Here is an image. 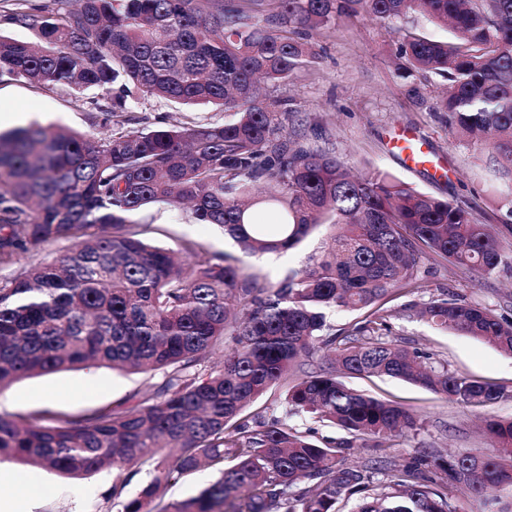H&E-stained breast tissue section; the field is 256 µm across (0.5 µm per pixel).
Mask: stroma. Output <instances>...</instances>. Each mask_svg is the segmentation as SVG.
Returning a JSON list of instances; mask_svg holds the SVG:
<instances>
[{
	"label": "stroma",
	"instance_id": "35a3bbf8",
	"mask_svg": "<svg viewBox=\"0 0 512 512\" xmlns=\"http://www.w3.org/2000/svg\"><path fill=\"white\" fill-rule=\"evenodd\" d=\"M400 21L385 27L365 16L338 17L333 28L314 32L310 38L315 58L296 71L290 89L268 88V102L286 100L290 115L284 122L289 139L330 149L354 171L378 170L408 182L417 189L458 200L483 224L493 225L506 255H512V185L501 181L485 165L479 151L448 131L441 113L435 112L445 81L434 74L406 76L396 57ZM420 86L423 99L409 89ZM0 111L17 112L26 123L57 125L82 135L102 139L115 132L166 127L177 122L221 123L228 114L211 105L186 107L145 99L130 111L105 117L88 99L58 89L38 88L19 81L0 82ZM398 128L416 134L445 169V176L431 170L408 168L391 154L389 135ZM138 229L150 244L182 254L185 242L204 244L210 253H228L241 266L261 270L278 281L288 269L299 267L305 256L318 250L322 231H315L297 248L278 255L256 257L241 250L213 224H201L186 212L155 205L135 217ZM418 296L424 302L450 296L477 303L512 320V266H500L488 277L437 260L425 276ZM402 299L388 302L392 332L408 347L430 353L434 361L471 378L512 389V356L489 344L452 331L437 330L402 310ZM161 375L147 376L105 366L62 370L15 381L0 390V415L19 421L36 414L76 418L101 408H113L128 399L151 395ZM351 387L390 401L418 415L422 426L378 447L376 439L355 441L346 455L358 468L379 458L397 468L421 458L461 456L490 447L483 434L484 418L512 417V399L484 406L452 404L441 396L390 378H353ZM0 468L21 476L36 477L43 489L31 512H106L112 472L70 478L56 471L14 459H0Z\"/></svg>",
	"mask_w": 512,
	"mask_h": 512
}]
</instances>
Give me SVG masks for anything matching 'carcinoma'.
<instances>
[{
  "label": "carcinoma",
  "mask_w": 512,
  "mask_h": 512,
  "mask_svg": "<svg viewBox=\"0 0 512 512\" xmlns=\"http://www.w3.org/2000/svg\"><path fill=\"white\" fill-rule=\"evenodd\" d=\"M0 22L31 41L0 39V79L72 95L97 94L113 116L129 100L209 103L233 112L222 124L117 132L95 141L62 127L0 132V263L68 238L50 262L0 283V390L32 375L91 365L163 374L149 399L77 419L21 422L0 415V458L78 478L114 473L107 501L120 512H453L448 488L501 505L512 489V418L490 419L494 448L420 460L401 469L350 467L352 443L394 441L420 427L408 410L340 379L389 377L452 403L486 405L512 390L472 380L392 338L384 301L424 288L437 256L490 276L507 262L496 232L464 206L380 171L280 137L281 115L257 81L288 86L312 58L311 32L336 17L381 24L421 16L449 23L446 41L401 34L407 69L449 82L441 99L452 132L491 151L512 180V0H3ZM153 204L187 206L253 255L298 246L320 225L321 250L276 283L184 244L188 261L152 246L133 217ZM441 330L512 355V321L448 297L412 303ZM366 311L339 330L327 312ZM224 359L214 360L224 337ZM328 367L306 372L301 357ZM280 411L248 414L273 386ZM305 413L348 437L314 440ZM151 480L126 498L144 464ZM207 467L217 478L198 496L165 503L161 491ZM386 476L376 485V475Z\"/></svg>",
  "instance_id": "carcinoma-1"
}]
</instances>
